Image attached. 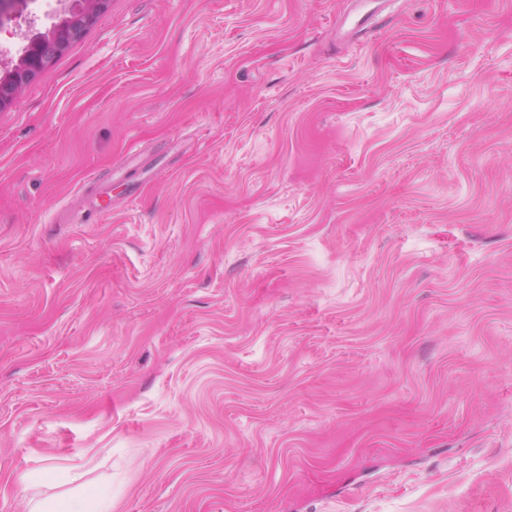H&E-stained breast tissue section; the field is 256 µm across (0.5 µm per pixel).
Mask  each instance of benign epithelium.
I'll use <instances>...</instances> for the list:
<instances>
[{"mask_svg": "<svg viewBox=\"0 0 512 512\" xmlns=\"http://www.w3.org/2000/svg\"><path fill=\"white\" fill-rule=\"evenodd\" d=\"M105 3L106 0H85L83 6L75 8L69 3L65 9H74V16L67 25H52L45 33L36 32L30 36L26 51L10 63L14 78L10 82H0V109L11 104L27 83L50 65L70 43L84 35L104 9Z\"/></svg>", "mask_w": 512, "mask_h": 512, "instance_id": "7a95c632", "label": "benign epithelium"}]
</instances>
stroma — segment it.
Segmentation results:
<instances>
[{"instance_id":"stroma-1","label":"stroma","mask_w":512,"mask_h":512,"mask_svg":"<svg viewBox=\"0 0 512 512\" xmlns=\"http://www.w3.org/2000/svg\"><path fill=\"white\" fill-rule=\"evenodd\" d=\"M105 483L512 512V0H108L0 110V512Z\"/></svg>"}]
</instances>
